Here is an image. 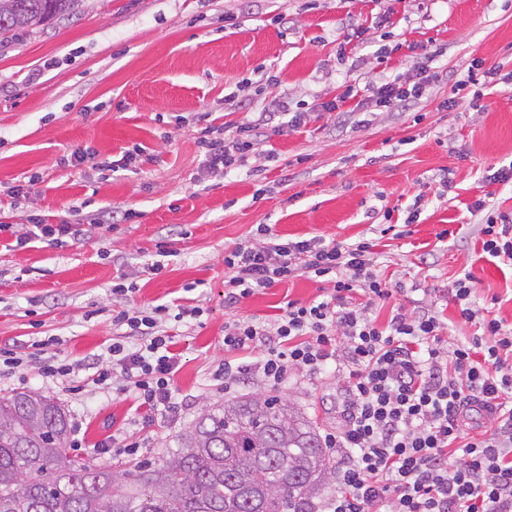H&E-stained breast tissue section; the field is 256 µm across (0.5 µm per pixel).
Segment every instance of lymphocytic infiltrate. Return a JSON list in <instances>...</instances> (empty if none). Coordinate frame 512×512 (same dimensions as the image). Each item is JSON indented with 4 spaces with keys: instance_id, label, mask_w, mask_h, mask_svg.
Returning a JSON list of instances; mask_svg holds the SVG:
<instances>
[{
    "instance_id": "1",
    "label": "lymphocytic infiltrate",
    "mask_w": 512,
    "mask_h": 512,
    "mask_svg": "<svg viewBox=\"0 0 512 512\" xmlns=\"http://www.w3.org/2000/svg\"><path fill=\"white\" fill-rule=\"evenodd\" d=\"M434 79L429 66H420L410 83L373 87L356 108L414 106ZM278 114L289 117L293 128L305 119L283 97L276 114L259 113L232 133L204 127L197 144L206 167L245 166L262 129ZM470 212L482 220L483 251L512 264V217L488 209L481 199ZM2 233L19 249L38 239L59 244L90 237L82 224H0ZM372 248L363 240H285L261 224L254 240L225 251L224 264L232 272L224 283L229 309L301 273L328 285L321 300L288 302L272 322H225V351L258 355L248 365L225 361L220 370L225 393L234 392L251 370L270 392L279 391L291 371L335 370L340 422L323 442L336 454V491L320 512H512V326L480 316L472 300L478 279L470 272L448 290L465 340L448 344L443 322L428 310L400 307L387 324H377L366 308L346 300L358 289L373 302L391 298L372 271ZM134 291L121 282L112 286L117 301L112 326L124 339L107 352L137 410L166 413L174 406L171 377L179 364L171 336L157 329L167 308L131 313L127 304ZM471 413L486 418L491 432H466Z\"/></svg>"
}]
</instances>
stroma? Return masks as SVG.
Instances as JSON below:
<instances>
[{
    "instance_id": "35a3bbf8",
    "label": "stroma",
    "mask_w": 512,
    "mask_h": 512,
    "mask_svg": "<svg viewBox=\"0 0 512 512\" xmlns=\"http://www.w3.org/2000/svg\"><path fill=\"white\" fill-rule=\"evenodd\" d=\"M389 22L377 0H84L79 14L17 32L0 43V224H90L89 241L0 245V354L21 363L0 373V396L35 391L59 402L81 442L73 456L119 468L103 451L115 438L142 443L158 460L205 408L224 403L215 371L224 323L269 322L287 302L318 298L302 274L224 306V252L252 240L257 225L291 240L374 242V272L390 301L423 306L454 338V281L473 273L485 317L512 325V267L483 253L477 198L512 215V184H489V168L512 164V85L478 86V98L446 107L472 60L512 73V0H395ZM438 75L418 107L356 110L346 86L410 78L421 61ZM308 117L263 136L245 167L207 170L196 143L206 125H236L274 110L281 96ZM339 100L337 111L322 105ZM141 146L135 167L106 162ZM81 152L80 161L61 157ZM418 220L402 238L388 218ZM132 220L97 224L100 212ZM166 243L172 255L149 267ZM134 285V305L168 306L162 323L180 355L172 378L180 410L144 419L122 393L106 348L112 285ZM198 316L174 320L179 308ZM56 337L42 348L38 342ZM72 365L48 381L45 366ZM110 371L108 387L93 369ZM319 432L336 427L332 372L293 374L280 390Z\"/></svg>"
}]
</instances>
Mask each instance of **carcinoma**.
Listing matches in <instances>:
<instances>
[{"instance_id": "cac0c4a2", "label": "carcinoma", "mask_w": 512, "mask_h": 512, "mask_svg": "<svg viewBox=\"0 0 512 512\" xmlns=\"http://www.w3.org/2000/svg\"><path fill=\"white\" fill-rule=\"evenodd\" d=\"M82 0H0V37L77 14ZM68 418L35 391L0 397V512H315L336 464L276 394L214 406L162 463L123 471L66 452Z\"/></svg>"}]
</instances>
